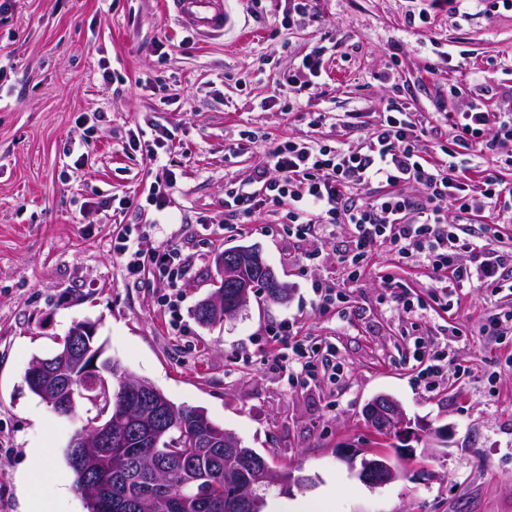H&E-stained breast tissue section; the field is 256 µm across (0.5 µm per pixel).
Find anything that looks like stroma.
Listing matches in <instances>:
<instances>
[{"mask_svg":"<svg viewBox=\"0 0 512 512\" xmlns=\"http://www.w3.org/2000/svg\"><path fill=\"white\" fill-rule=\"evenodd\" d=\"M291 0L260 13L235 0L222 35L183 26L167 0H5L0 5V512H26L25 485L40 462L68 474L65 454L85 416L56 415L25 382L33 358L55 353L78 322L96 324L106 357L177 405L199 407L276 470L309 478L287 498L309 512H512V335L495 345L481 331L512 292L479 281L449 310L416 315L399 292L429 299L420 266L374 249L358 282L329 311L312 285L341 277L336 250L289 236L285 210L243 224L224 211V190L248 182L271 142L305 140L309 112L358 114L360 127L323 126L320 138L358 145L375 113L457 112L452 86L488 90L491 111L512 109V11L461 16L450 0L427 23H409L411 0H313L309 17ZM326 45L320 83L300 112L282 107L302 55ZM117 79L105 82L104 69ZM393 70L391 81L380 75ZM166 125L159 148L172 181L165 210L148 199L156 169L129 149L131 132ZM254 137L230 153L243 131ZM85 157H78L79 147ZM143 257L168 247L188 261L176 283L152 265L128 273L118 235ZM259 247L290 290L287 303L255 292L224 324L194 310L215 289L216 257ZM397 285L385 287L383 275ZM293 321L294 339L277 336ZM425 336L467 366L436 389L417 376L414 340ZM331 348L335 367L294 385L278 355L293 340ZM396 398L414 428L441 429L437 452L379 435L363 417L378 394ZM398 461L401 475L374 487L359 477L357 451Z\"/></svg>","mask_w":512,"mask_h":512,"instance_id":"stroma-1","label":"stroma"}]
</instances>
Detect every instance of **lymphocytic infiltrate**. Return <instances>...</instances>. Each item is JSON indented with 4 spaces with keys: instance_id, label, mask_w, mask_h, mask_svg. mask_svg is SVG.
I'll return each instance as SVG.
<instances>
[{
    "instance_id": "obj_1",
    "label": "lymphocytic infiltrate",
    "mask_w": 512,
    "mask_h": 512,
    "mask_svg": "<svg viewBox=\"0 0 512 512\" xmlns=\"http://www.w3.org/2000/svg\"><path fill=\"white\" fill-rule=\"evenodd\" d=\"M445 119L449 141L439 144L435 157L419 145L431 116L393 106L370 123L358 149L342 140L272 143L255 171L257 189H226L224 210L248 222L266 207H286L289 230L299 237L327 238L345 225L347 244L337 261L349 283L377 246L430 270L437 304L471 283L470 268L458 261L462 253L478 261L484 288L494 294L510 289L493 243L501 226L512 224V186L492 173L470 184L458 152L512 157V110L489 111L484 98L470 95L462 111ZM358 186L368 187L367 197H354ZM480 211L489 224L478 235L460 236L459 220Z\"/></svg>"
}]
</instances>
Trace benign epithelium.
<instances>
[{"instance_id":"benign-epithelium-1","label":"benign epithelium","mask_w":512,"mask_h":512,"mask_svg":"<svg viewBox=\"0 0 512 512\" xmlns=\"http://www.w3.org/2000/svg\"><path fill=\"white\" fill-rule=\"evenodd\" d=\"M220 286L235 292L236 306L224 307L222 293L214 292L199 304L196 313L199 320L210 324L225 320L242 311L254 292L253 279L242 275L244 268L259 270L274 297L285 302L289 297L287 286L275 271L264 261L259 248L238 246L226 250L217 257ZM104 345L96 341V326L91 322H79L70 331L67 348L53 358L31 363L27 371L28 380L41 389L46 402L54 412L65 417L72 414L78 401L92 397L99 391L104 378L112 374V361L103 357ZM149 415L150 423L135 431L137 456L154 458L158 455L163 435L168 430L173 410L172 404L149 383L127 375L119 383L113 396L112 411L103 413L91 432L76 431L68 447L73 449L79 471L87 487L110 501L108 490L112 484V473L99 471L90 474L85 470V461L92 450L102 451L112 447V425L125 419L132 409ZM365 418L372 428L398 436L404 441L421 443L426 438L436 441L440 433L413 429L402 406L387 395H379L368 403ZM360 474L373 486H382L395 480L396 469L386 456L375 453L373 457L361 459ZM139 500L147 503L152 512H166L169 504L168 481L155 479L144 486Z\"/></svg>"}]
</instances>
